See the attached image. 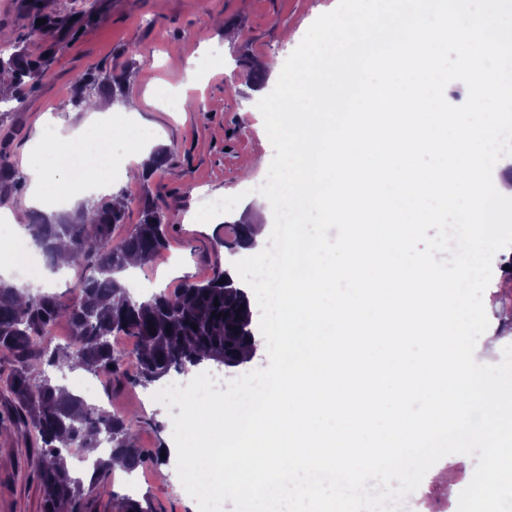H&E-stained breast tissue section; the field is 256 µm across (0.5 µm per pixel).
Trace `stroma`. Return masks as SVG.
I'll use <instances>...</instances> for the list:
<instances>
[{"mask_svg":"<svg viewBox=\"0 0 512 512\" xmlns=\"http://www.w3.org/2000/svg\"><path fill=\"white\" fill-rule=\"evenodd\" d=\"M34 1L57 21L27 44L35 54L49 51L47 75L21 92L11 107L0 106V152L15 169H22L46 116L72 124L84 118L71 99L80 76L128 71L126 94L139 103L142 129L159 134L168 164L164 172L134 181L130 172L138 164L128 162L125 171L114 173L112 189L125 191L133 201L146 195L178 201L169 215V250L138 270L137 297L206 277L214 261L229 265L228 250L215 244L223 233L220 222L195 219L198 197L205 191L240 195L239 205L224 216L228 222L266 218L265 203L247 189L266 178L274 155L259 125L254 88L236 81L235 59L262 62L272 57L284 64L295 49L285 42L284 33H306L334 0H0V32L27 33ZM211 48L223 54L224 69L214 70L204 82H188L190 60ZM169 85L182 86L195 110L160 109L156 91ZM511 261L512 247L494 255L492 278L483 293L486 333L505 346L512 345V323L503 319L512 312V274L504 271ZM158 390L155 384H127L100 392L102 405L132 418L138 445L146 450L173 442V412L155 401ZM41 464L10 400L0 391V512H42L37 478ZM110 482L118 494L150 496L162 512H198L182 483L159 480L156 469H147L135 491L129 490L126 475L112 474Z\"/></svg>","mask_w":512,"mask_h":512,"instance_id":"35a3bbf8","label":"stroma"}]
</instances>
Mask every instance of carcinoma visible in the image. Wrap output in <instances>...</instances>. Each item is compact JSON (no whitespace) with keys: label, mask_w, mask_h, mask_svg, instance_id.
Returning a JSON list of instances; mask_svg holds the SVG:
<instances>
[{"label":"carcinoma","mask_w":512,"mask_h":512,"mask_svg":"<svg viewBox=\"0 0 512 512\" xmlns=\"http://www.w3.org/2000/svg\"><path fill=\"white\" fill-rule=\"evenodd\" d=\"M275 64L263 65L236 60L238 76L252 87L266 83ZM47 59L25 53L14 38H0V76L7 74L13 88L34 85L46 73ZM127 73L106 79L96 72L84 74L73 97L76 107H91L93 90L112 92L121 98ZM165 150L152 152L144 167L132 173L147 178L166 165ZM18 175L6 156L0 154V188L19 186ZM117 205L110 200L90 198L73 214H46L32 210L26 229L33 245L56 270L60 247L68 251V266H89L92 274L81 283L79 293L67 298L55 293L18 288L0 279V358L9 359L0 368V387L9 395L18 420L29 429L32 447L43 459L38 479L43 491V512H72L83 487L60 464L67 455L87 456L108 440L109 458L94 461L89 491L99 499L116 503L118 512H157L152 499L118 496L102 473L112 472V459L120 457L129 473L159 464L164 445L154 451L138 447L134 424L126 416L104 414L86 404L65 386L52 380L46 368L81 369L94 376L112 374L116 385L132 382L144 388L159 381L171 369L188 372L213 360L234 367L246 360L245 351L256 344L247 291L239 287L228 270L215 263L211 274L199 281H184L174 291L163 290L143 299L135 297L117 277L126 270L130 257L146 265L169 247L168 212L173 205H159L150 197L137 200L139 222L120 240L112 230L126 223L131 200L125 192ZM234 239L220 241L233 250L253 244L256 225L233 223ZM64 320L70 326L69 341L50 346L45 338ZM197 328H192V325ZM132 336L130 349H119L113 339Z\"/></svg>","instance_id":"cac0c4a2"}]
</instances>
